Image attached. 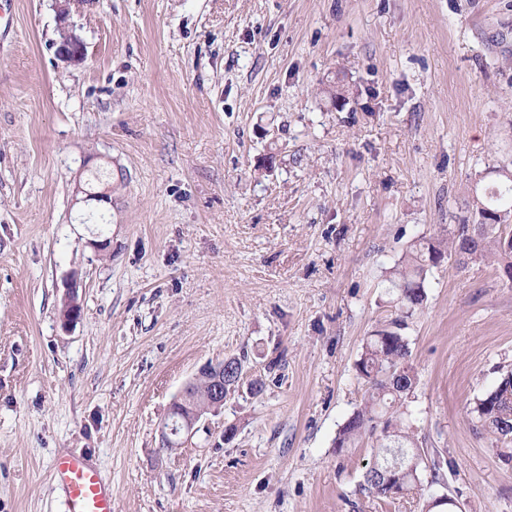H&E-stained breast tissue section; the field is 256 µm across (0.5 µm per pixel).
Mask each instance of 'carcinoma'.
<instances>
[{
	"mask_svg": "<svg viewBox=\"0 0 512 512\" xmlns=\"http://www.w3.org/2000/svg\"><path fill=\"white\" fill-rule=\"evenodd\" d=\"M468 205L478 219L471 224H458L446 237H421L414 241L390 271L388 279L396 297L397 314L376 327L366 337L360 357L355 362L357 377L365 392L351 419L336 436L343 448L360 439L372 440L377 448L376 461L364 475V488L379 502L391 504L395 497L415 494L423 498L425 512H440L434 496H424L420 478L427 455L419 445L416 428L408 409L409 399L418 383L411 362V350L404 330L407 319L426 300L425 282L430 271L447 259L505 263L512 266V250L501 246L512 239L507 226L512 223V178H500L480 190L471 188ZM497 214L496 224L484 227V213ZM480 427L489 435L491 445L512 443V401L488 395L476 399L473 407ZM397 467L402 482L391 495L382 487L384 473Z\"/></svg>",
	"mask_w": 512,
	"mask_h": 512,
	"instance_id": "obj_1",
	"label": "carcinoma"
}]
</instances>
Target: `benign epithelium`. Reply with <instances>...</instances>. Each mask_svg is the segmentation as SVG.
<instances>
[{
  "label": "benign epithelium",
  "mask_w": 512,
  "mask_h": 512,
  "mask_svg": "<svg viewBox=\"0 0 512 512\" xmlns=\"http://www.w3.org/2000/svg\"><path fill=\"white\" fill-rule=\"evenodd\" d=\"M57 55L67 61L83 59L85 47L66 27H61V38L57 43ZM66 308L61 311L64 327L75 323L80 316L77 303V281L72 278L67 283L64 299ZM233 386L224 382V362L203 365L180 395L187 402L185 412L177 417L166 415L160 426V446L181 447L183 438H188L198 431V424L208 416H217L224 409V400Z\"/></svg>",
  "instance_id": "7a95c632"
}]
</instances>
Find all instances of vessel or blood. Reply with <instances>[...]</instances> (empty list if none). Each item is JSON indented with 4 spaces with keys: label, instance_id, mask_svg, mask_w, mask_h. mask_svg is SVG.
<instances>
[{
    "label": "vessel or blood",
    "instance_id": "vessel-or-blood-1",
    "mask_svg": "<svg viewBox=\"0 0 512 512\" xmlns=\"http://www.w3.org/2000/svg\"><path fill=\"white\" fill-rule=\"evenodd\" d=\"M50 477L64 490V512H113L112 485L87 455L58 456L50 467Z\"/></svg>",
    "mask_w": 512,
    "mask_h": 512
}]
</instances>
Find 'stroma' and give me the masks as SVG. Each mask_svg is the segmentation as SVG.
<instances>
[{
    "label": "stroma",
    "mask_w": 512,
    "mask_h": 512,
    "mask_svg": "<svg viewBox=\"0 0 512 512\" xmlns=\"http://www.w3.org/2000/svg\"><path fill=\"white\" fill-rule=\"evenodd\" d=\"M12 14L0 512H63L47 472L66 451L96 462L114 512H421L379 506L361 486L374 448L335 439L395 261L472 219L470 187L512 167V0H79L78 62L56 54V0ZM88 163L112 185L97 216ZM426 293L405 331L412 408L448 465L444 485L421 479L462 512H512V463L470 412L512 370V283L451 260ZM228 357L243 387L160 451L173 397ZM64 304L66 308L61 311V320L62 325L67 328L75 323L80 316V307L77 303V281L74 277L67 283Z\"/></svg>",
    "instance_id": "stroma-1"
}]
</instances>
